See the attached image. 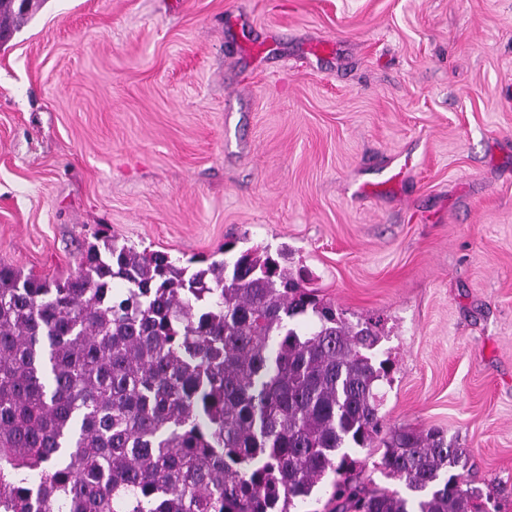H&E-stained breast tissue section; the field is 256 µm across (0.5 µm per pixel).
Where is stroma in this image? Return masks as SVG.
<instances>
[{"label": "stroma", "instance_id": "1", "mask_svg": "<svg viewBox=\"0 0 512 512\" xmlns=\"http://www.w3.org/2000/svg\"><path fill=\"white\" fill-rule=\"evenodd\" d=\"M106 237L284 252L377 320L385 425L512 512V0H45L0 41V265Z\"/></svg>", "mask_w": 512, "mask_h": 512}]
</instances>
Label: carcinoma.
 <instances>
[{"instance_id": "1", "label": "carcinoma", "mask_w": 512, "mask_h": 512, "mask_svg": "<svg viewBox=\"0 0 512 512\" xmlns=\"http://www.w3.org/2000/svg\"><path fill=\"white\" fill-rule=\"evenodd\" d=\"M34 13L0 0V36ZM224 252L194 268L106 239L64 280L0 266V512H299L321 488L331 512H488L459 443L382 429L372 320ZM352 448L410 494L362 481Z\"/></svg>"}]
</instances>
